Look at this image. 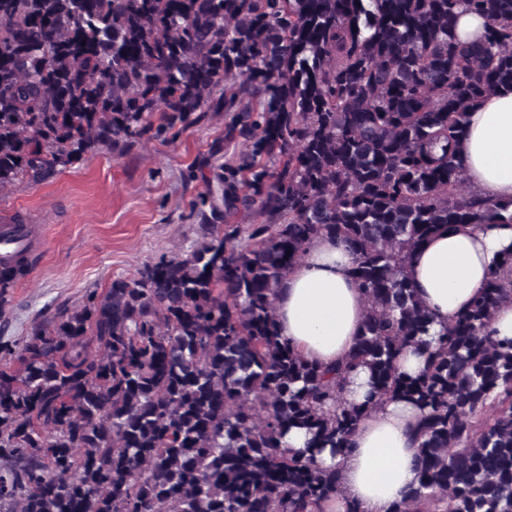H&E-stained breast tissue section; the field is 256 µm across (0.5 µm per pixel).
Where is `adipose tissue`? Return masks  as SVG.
<instances>
[{
  "label": "adipose tissue",
  "instance_id": "adipose-tissue-1",
  "mask_svg": "<svg viewBox=\"0 0 512 512\" xmlns=\"http://www.w3.org/2000/svg\"><path fill=\"white\" fill-rule=\"evenodd\" d=\"M459 156L474 195L512 201V90L496 91L471 109ZM511 248V225H463L435 234L413 252L407 276L432 315L431 333L470 305ZM352 269L353 257L343 244L319 237L277 289L280 336L326 368L347 356L361 331L365 298ZM345 397L370 410L346 451L326 448L316 456L341 475V492L326 502L324 512H346L352 504L360 512H391L420 483L416 429L421 411L405 399L375 403L364 370L350 374Z\"/></svg>",
  "mask_w": 512,
  "mask_h": 512
}]
</instances>
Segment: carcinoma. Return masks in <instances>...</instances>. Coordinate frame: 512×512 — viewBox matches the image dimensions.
<instances>
[{"label":"carcinoma","instance_id":"cac0c4a2","mask_svg":"<svg viewBox=\"0 0 512 512\" xmlns=\"http://www.w3.org/2000/svg\"><path fill=\"white\" fill-rule=\"evenodd\" d=\"M462 6L482 42L456 37ZM506 88L512 0H0V191L224 115L192 163L202 238L0 341V512H323L340 473L313 452L349 448L358 369L422 410L420 484L392 512H512V341L488 330L512 250L432 344L405 274L443 229L512 224L456 154ZM319 236L367 300L334 368L277 329L276 288ZM34 265L0 270V302ZM426 354L423 349L410 347L405 349L397 359V366L401 373L417 377L425 368Z\"/></svg>","mask_w":512,"mask_h":512}]
</instances>
